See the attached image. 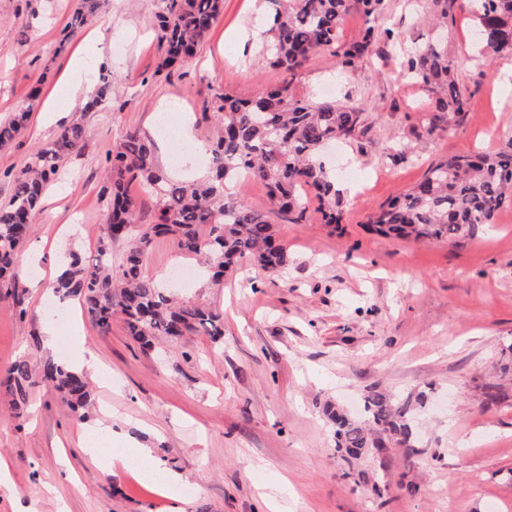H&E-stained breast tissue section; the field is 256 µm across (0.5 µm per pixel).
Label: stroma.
Masks as SVG:
<instances>
[{
    "mask_svg": "<svg viewBox=\"0 0 512 512\" xmlns=\"http://www.w3.org/2000/svg\"><path fill=\"white\" fill-rule=\"evenodd\" d=\"M102 3L89 25L69 34L74 0H0V120L27 104L31 87L42 95L23 133L0 148V203L37 144L78 116L87 128L18 252L25 316L0 300V374L23 356L70 361L82 339L103 366L91 377L88 425L149 449L159 469L181 475L182 489L171 493L132 468L102 474L81 446L79 419L56 397L33 389L18 420L0 392V461L8 470L0 512H512V386L491 408L481 389L512 343V208L456 245L366 228L368 215L432 162L493 150L512 136V57L487 61L471 15L454 12L444 44L467 115L454 131L418 141L412 131L433 95L402 75L392 46L378 42L349 72L314 55L300 91L316 100L350 95L368 125L364 137L326 156L342 190L341 223L323 224L314 209L305 223H291L272 213L261 183L228 185V195L268 213L288 266L262 274L246 262L223 285L201 273L177 286L185 300L221 313L224 334L193 333L145 353L121 320L100 333L78 301L60 302L51 290L70 252L96 259L107 156L137 130L155 136L168 174L206 175L194 142L212 138L202 112L213 91L255 95L284 74L256 62L262 0H224L195 56L171 71L158 68L157 0ZM79 56L112 72L111 102L89 113L63 86ZM171 101L185 109L194 141L158 136V113ZM413 141L412 159L394 162L383 152ZM198 263L160 236L143 269L168 286L179 266ZM47 321L53 345H34L32 331ZM373 389L424 394L415 411L416 458L400 448L350 463L336 454L327 403L355 415ZM410 482L418 493L407 494Z\"/></svg>",
    "mask_w": 512,
    "mask_h": 512,
    "instance_id": "1",
    "label": "stroma"
}]
</instances>
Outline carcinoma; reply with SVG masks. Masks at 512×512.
Returning <instances> with one entry per match:
<instances>
[{"instance_id": "cac0c4a2", "label": "carcinoma", "mask_w": 512, "mask_h": 512, "mask_svg": "<svg viewBox=\"0 0 512 512\" xmlns=\"http://www.w3.org/2000/svg\"><path fill=\"white\" fill-rule=\"evenodd\" d=\"M267 42L260 52L266 65L284 70L288 78L253 98L230 92L213 95L208 113L217 138L213 143V170L204 180L171 179L156 159L155 140L128 132L109 153L111 163L102 190L105 221L98 256L87 266L74 252L67 268L52 285L61 299L78 298L94 325L110 331L120 317L128 336L143 351L162 338L186 333L224 335L220 313L204 304L177 302L167 289L143 272L145 254L154 238L170 236L178 248L204 258L216 283L243 260L266 273L288 266L287 249L276 240L267 216L231 198L226 188L243 180L264 183L271 206L290 216L294 224L307 219L312 191L326 224L342 220L340 190L320 158L336 142L367 132L363 107L349 99L314 101L295 91L301 69L317 52H327L343 70H354L370 55L381 38L395 42L399 35L380 22L391 0H268ZM224 8V0H158L156 39L161 53L158 70H167L190 57L206 37ZM98 9V0H75L70 27H83ZM468 10L476 22L475 42L488 58L512 56V0H429L424 24L428 31L448 26L454 10ZM361 15L363 36L342 40L345 19ZM402 73L435 94L434 106L422 114L424 134L447 132L466 116V97L448 53L435 37H425L400 56ZM112 75L101 76L91 110L108 98ZM36 91L28 106L0 123V146L11 143L26 127ZM87 129L76 119L52 140L36 147L13 177V192L0 204V288L22 309L16 271L17 249L31 235L32 216L48 185L75 154ZM139 183L153 196L156 221L134 225V199L129 187ZM512 204V138L501 147L474 154L446 157L430 164L422 179L368 216L372 231L420 243L457 242L475 236L495 223L499 211ZM128 240L119 265L112 264V243ZM5 389L15 417L22 416L29 392L44 387L54 393L75 416H85L92 389L86 375L62 361L47 357L33 363L26 357L6 370ZM485 401L506 398L503 384L489 380L482 386ZM365 420L335 405L326 415L335 428L336 453L345 460L358 459L371 448L390 445L411 447L409 402L371 390L364 397Z\"/></svg>"}]
</instances>
